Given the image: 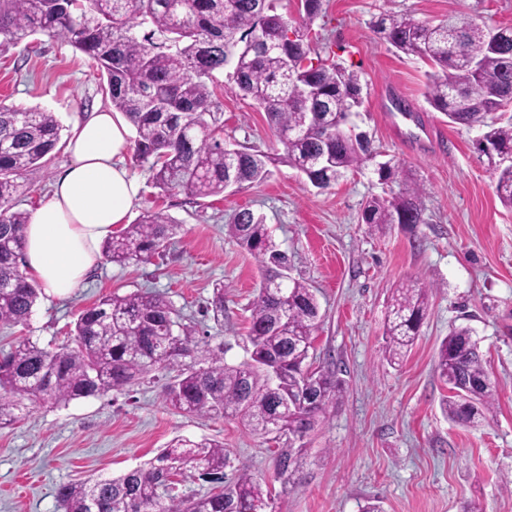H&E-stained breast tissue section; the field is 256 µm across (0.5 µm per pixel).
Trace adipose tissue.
Returning <instances> with one entry per match:
<instances>
[{
	"label": "adipose tissue",
	"mask_w": 512,
	"mask_h": 512,
	"mask_svg": "<svg viewBox=\"0 0 512 512\" xmlns=\"http://www.w3.org/2000/svg\"><path fill=\"white\" fill-rule=\"evenodd\" d=\"M130 124L106 109L74 122L69 162L25 226V265L53 297L72 294L101 259V245L125 224L142 184L127 164Z\"/></svg>",
	"instance_id": "1"
}]
</instances>
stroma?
I'll list each match as a JSON object with an SVG mask.
<instances>
[{"mask_svg":"<svg viewBox=\"0 0 512 512\" xmlns=\"http://www.w3.org/2000/svg\"><path fill=\"white\" fill-rule=\"evenodd\" d=\"M512 26V0H323V37L333 57L357 71L363 105L354 122L376 153L328 189L282 164L261 184L197 199L162 193L149 164L127 156L142 182L131 220L160 211L179 226L163 256L137 266L101 261L67 299L40 294L24 325H0V350L19 337L39 345L71 344L80 311L102 296L137 290L164 294L182 322L223 346L224 360L247 359V307L260 285L257 261L226 226L238 210L263 215L291 257L289 274L319 304L312 361L343 381L339 398L308 439L309 463L296 484L275 478V443L232 419L171 410L166 372L130 392L29 406L21 423L0 428V512H62L60 485L115 478L155 456L174 438L222 441L235 464L276 492L282 512H512V208L497 193L498 173L476 144L484 129L449 123L427 101L429 66L396 50L372 24L386 13L432 24L449 12ZM97 63L66 39L43 35L0 51V100L54 113L63 129L79 115L111 108ZM225 144L269 150L276 141L266 114L233 85L218 90ZM69 156L58 142L45 166L27 172L14 200L32 211L49 196ZM391 162L398 181L380 180ZM420 184L423 224L369 232L364 203ZM224 287V320L206 306ZM431 288L427 316L401 366L383 358L389 297L402 285ZM467 325L480 340L498 385L492 413L477 427L448 421V395L435 365L451 327Z\"/></svg>","mask_w":512,"mask_h":512,"instance_id":"stroma-1","label":"stroma"}]
</instances>
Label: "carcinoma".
Segmentation results:
<instances>
[{
    "instance_id": "carcinoma-1",
    "label": "carcinoma",
    "mask_w": 512,
    "mask_h": 512,
    "mask_svg": "<svg viewBox=\"0 0 512 512\" xmlns=\"http://www.w3.org/2000/svg\"><path fill=\"white\" fill-rule=\"evenodd\" d=\"M277 0H0V48L29 36L66 38L106 75L112 107L136 129L135 154L151 162L164 192L195 198L224 193L235 184H258L286 163L319 189L372 159L370 139L347 127L362 105L358 74L312 55V25L322 0H303L300 20L279 13ZM383 39L406 55L426 60L427 100L453 124L488 128L482 142L512 156V118L504 95L512 92V31L494 46L486 19L451 13L437 24L384 14L374 22ZM266 112L282 151L244 147L235 155L217 139L221 103L216 74ZM61 126L54 113L0 101V325L25 323L38 283L20 269L29 214L14 209L18 179L40 167L55 149ZM500 199L512 208V163L500 169ZM370 230L424 223L422 193L402 183L389 197L366 201ZM178 225L160 211L144 214L106 239L103 257L120 266L150 262L170 243ZM228 231L273 278L288 265L264 216L235 212ZM428 310V289L399 288L392 297L384 359L399 365L410 352ZM320 320L315 295L288 278L258 289L249 306L247 353L224 363V348L209 351L207 366L192 359L207 345L180 322L162 294L136 291L100 298L79 315L73 346L58 350L28 338L0 356V428L24 417L27 404L67 403L123 392L152 370H174L165 386L173 410L238 419L252 433L286 439L278 455L283 483L307 465L306 439L341 393L336 374L309 362ZM436 370L448 385L444 410L456 424L474 427L492 411L497 386L469 327L449 331ZM231 460L224 443L176 439L156 457L115 478L58 487L64 512H276L275 496L246 467L226 480ZM195 471L212 484L195 497L172 495L176 477Z\"/></svg>"
}]
</instances>
